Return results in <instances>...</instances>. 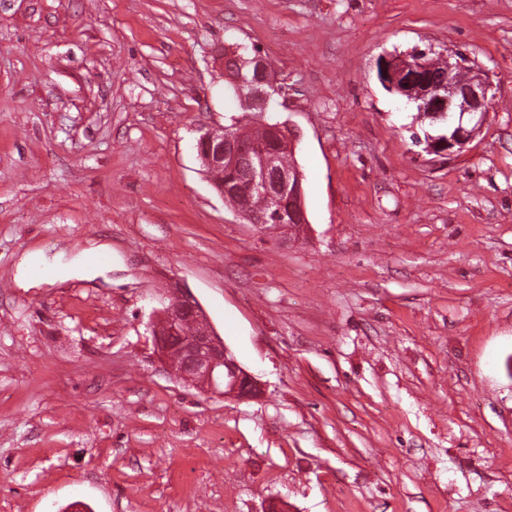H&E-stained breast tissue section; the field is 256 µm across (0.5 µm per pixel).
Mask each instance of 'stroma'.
I'll return each instance as SVG.
<instances>
[{
  "instance_id": "1",
  "label": "stroma",
  "mask_w": 512,
  "mask_h": 512,
  "mask_svg": "<svg viewBox=\"0 0 512 512\" xmlns=\"http://www.w3.org/2000/svg\"><path fill=\"white\" fill-rule=\"evenodd\" d=\"M288 88L308 222L204 176L224 55ZM460 50L463 152L377 78ZM111 249L98 263L89 243ZM180 281L264 386H183ZM512 512V0H0V512Z\"/></svg>"
}]
</instances>
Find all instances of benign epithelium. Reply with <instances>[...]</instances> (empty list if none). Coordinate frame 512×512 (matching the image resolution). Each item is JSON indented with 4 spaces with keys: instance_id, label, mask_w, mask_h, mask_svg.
<instances>
[{
    "instance_id": "obj_1",
    "label": "benign epithelium",
    "mask_w": 512,
    "mask_h": 512,
    "mask_svg": "<svg viewBox=\"0 0 512 512\" xmlns=\"http://www.w3.org/2000/svg\"><path fill=\"white\" fill-rule=\"evenodd\" d=\"M443 70L433 72L428 54L412 51L387 54L377 65V75L385 89L416 104L419 112L434 122H445L448 133L429 135L426 148L436 155L452 156L464 150L486 121L494 97L493 85L479 69L468 65L460 52L442 57ZM251 90L252 104L266 111L270 103L285 95V88L273 76L268 60L258 54L251 60V78L241 79ZM272 130L277 147L242 142L231 136L216 140L206 131L198 139L199 155L213 168L246 169L249 189L265 197V208L251 212L244 205L237 212L260 230L268 228V217L287 214L293 224H306L304 176L297 164L279 163L282 149L292 150L296 131L287 122H277ZM176 299L160 311L152 325L157 355L166 370L183 382L202 386L224 397L259 399L264 388L244 369L210 325L207 315L180 283L170 284ZM193 318L197 327L183 329L184 319Z\"/></svg>"
}]
</instances>
